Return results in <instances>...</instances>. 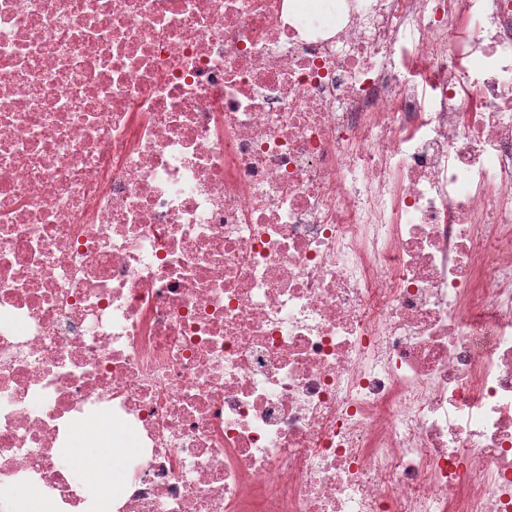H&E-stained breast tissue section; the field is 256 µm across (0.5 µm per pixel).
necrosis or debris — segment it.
Returning <instances> with one entry per match:
<instances>
[{
	"instance_id": "necrosis-or-debris-1",
	"label": "necrosis or debris",
	"mask_w": 512,
	"mask_h": 512,
	"mask_svg": "<svg viewBox=\"0 0 512 512\" xmlns=\"http://www.w3.org/2000/svg\"><path fill=\"white\" fill-rule=\"evenodd\" d=\"M512 512V0H0V512ZM78 436L72 440L63 452L78 462L84 469L87 478L95 484L107 475L115 481L120 478L121 468L118 462L112 459V437L108 440H99L77 429ZM14 512H59L60 504L56 499L39 492H30L14 501Z\"/></svg>"
}]
</instances>
